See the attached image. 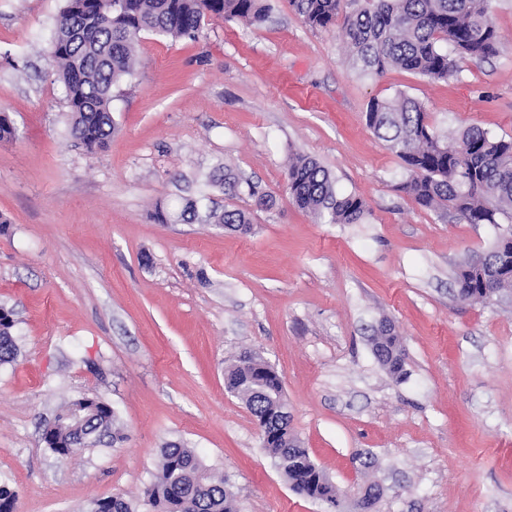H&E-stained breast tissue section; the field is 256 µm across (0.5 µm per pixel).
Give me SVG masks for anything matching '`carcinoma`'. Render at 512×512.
<instances>
[{
    "mask_svg": "<svg viewBox=\"0 0 512 512\" xmlns=\"http://www.w3.org/2000/svg\"><path fill=\"white\" fill-rule=\"evenodd\" d=\"M303 22L326 29L343 18L342 30L351 67L362 76L380 77L401 69L447 81L457 76V58H488L499 52L498 29L491 17L492 0H289ZM270 0H64L54 20L45 53L63 82L72 120L70 136L86 151L103 149L115 131L112 89L135 69L134 45L147 31L177 40L193 37L207 19H242L261 25ZM453 53H448V50ZM367 127L403 162L407 177L402 190L433 212L452 215L466 224H492L497 239L488 257L477 265L464 264L456 275L464 300L483 301V277L493 276L497 289L512 291V267L502 257L512 252V137H496L478 126L465 128L457 138L439 134L416 98L400 92L393 98H373L365 112ZM288 194L302 210L328 224H362L367 206L315 159L297 155L289 160ZM216 223L249 225L239 209H226ZM14 322L0 316V363L17 351ZM238 396L252 415L274 417L269 401L252 395L238 367L227 371ZM78 401L59 413L61 425L51 435L52 451L62 458L90 442L78 443L88 429L112 432L114 410L101 400L84 406L86 423L68 419ZM265 450L277 470L308 498L338 504V490L310 459L305 448H282L269 441ZM197 500L198 512H238L228 479L213 474L189 448L168 443L161 448L153 481L143 489L148 512H183L187 496ZM101 512H135L120 495L104 500Z\"/></svg>",
    "mask_w": 512,
    "mask_h": 512,
    "instance_id": "1",
    "label": "carcinoma"
}]
</instances>
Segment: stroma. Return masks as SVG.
<instances>
[{"label":"stroma","instance_id":"stroma-1","mask_svg":"<svg viewBox=\"0 0 512 512\" xmlns=\"http://www.w3.org/2000/svg\"><path fill=\"white\" fill-rule=\"evenodd\" d=\"M62 0H0V306L17 356L0 364V484L17 512H91L137 500L170 442L224 475L239 512H512V294L458 295L456 273L496 229L419 207L401 160L365 124L372 98L406 92L433 126L512 137V0H493L498 54L457 77L394 69L363 78L340 26L313 29L275 0L262 25L142 34L113 89L116 130L89 153L68 134L66 94L43 53ZM360 195L363 224H324L288 197L291 156ZM276 204L204 181L222 168ZM196 202L200 220L160 223ZM239 209L248 231L209 212ZM394 323L403 379L370 338ZM279 373L291 428L339 491L295 493L225 387L244 353ZM113 406L123 439L69 459L43 442L70 401Z\"/></svg>","mask_w":512,"mask_h":512}]
</instances>
